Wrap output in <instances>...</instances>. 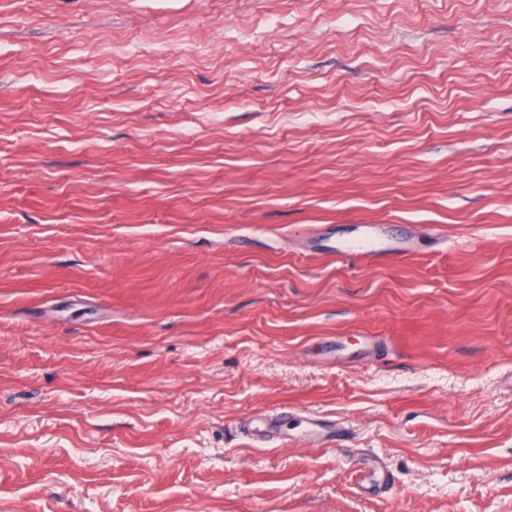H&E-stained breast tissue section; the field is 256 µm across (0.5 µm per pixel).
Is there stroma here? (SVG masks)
I'll return each instance as SVG.
<instances>
[{
	"label": "stroma",
	"mask_w": 512,
	"mask_h": 512,
	"mask_svg": "<svg viewBox=\"0 0 512 512\" xmlns=\"http://www.w3.org/2000/svg\"><path fill=\"white\" fill-rule=\"evenodd\" d=\"M0 512H512V0H0ZM340 252L352 253L355 255L364 254L374 259L386 261L394 259L399 253V249L386 245L382 241L374 238H366L356 242V244H350ZM288 411L277 409L266 411L262 417H248L241 422V434L248 437L255 448H277L286 438L281 432V421Z\"/></svg>",
	"instance_id": "35a3bbf8"
}]
</instances>
